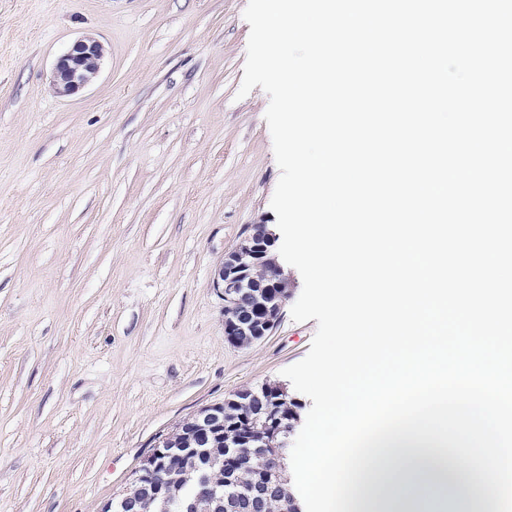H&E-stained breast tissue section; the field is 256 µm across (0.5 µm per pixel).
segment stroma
Here are the masks:
<instances>
[{
  "instance_id": "obj_1",
  "label": "stroma",
  "mask_w": 512,
  "mask_h": 512,
  "mask_svg": "<svg viewBox=\"0 0 512 512\" xmlns=\"http://www.w3.org/2000/svg\"><path fill=\"white\" fill-rule=\"evenodd\" d=\"M248 0H0V512H102L199 410L285 384L316 320L244 348L213 278L280 177ZM86 36L96 80L55 94ZM104 58L105 47L99 40H77L56 60L51 80L54 92L71 95L89 85L99 74Z\"/></svg>"
}]
</instances>
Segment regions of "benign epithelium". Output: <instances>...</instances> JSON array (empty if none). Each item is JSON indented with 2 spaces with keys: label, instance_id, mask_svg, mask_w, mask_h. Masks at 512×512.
I'll return each mask as SVG.
<instances>
[{
  "label": "benign epithelium",
  "instance_id": "7a95c632",
  "mask_svg": "<svg viewBox=\"0 0 512 512\" xmlns=\"http://www.w3.org/2000/svg\"><path fill=\"white\" fill-rule=\"evenodd\" d=\"M105 58L104 45L94 38L77 40L56 60L52 72L51 87L54 92L71 95L89 85L99 74ZM254 236L259 243L236 244L224 254L214 287L224 300V335L237 347H247L268 335L257 319L246 308V302L261 289L263 307L267 312L281 310L288 299L290 279L272 253L274 234L266 224L256 225ZM225 424L224 404L218 403L202 410L194 419L192 429L201 435L223 431ZM191 457L193 474L185 477V484L192 499L185 500L186 509L196 512L201 497L217 498V490L205 480L207 468H226L233 463L236 450L226 448V455L216 460L205 448H186L180 439H164L141 461L133 483L148 487L153 497L167 501L170 468L174 461ZM140 502L132 496H124L105 505L103 512H139Z\"/></svg>",
  "mask_w": 512,
  "mask_h": 512
}]
</instances>
